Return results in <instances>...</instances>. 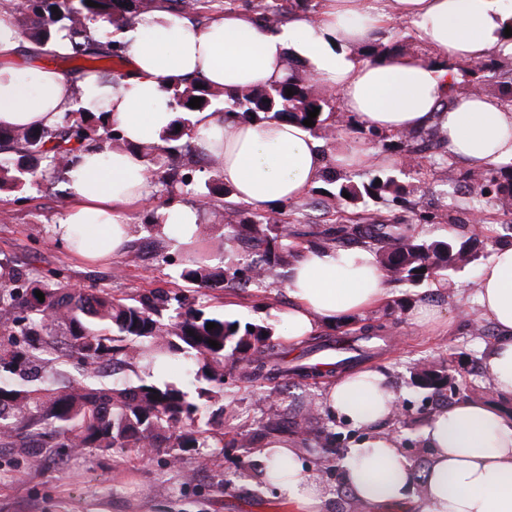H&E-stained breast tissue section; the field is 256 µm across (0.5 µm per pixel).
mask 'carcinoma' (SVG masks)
I'll return each instance as SVG.
<instances>
[{
  "mask_svg": "<svg viewBox=\"0 0 512 512\" xmlns=\"http://www.w3.org/2000/svg\"><path fill=\"white\" fill-rule=\"evenodd\" d=\"M12 12L21 34L39 46L52 43L56 33L68 31V58L90 61L121 57L117 44L102 42L91 34L90 25L106 21L119 28L133 23L142 0H11ZM176 16L197 15L204 0H164ZM257 5L261 21L278 25L294 7L309 8L310 0H244ZM459 93L484 90L494 84L500 94L512 101V69H505L495 58L481 66L459 68ZM295 94L286 95V89ZM203 99L201 107L188 106L190 99ZM171 106L176 112L173 125L160 137L161 144L140 148L151 183L159 188V201L145 217L149 238L158 236L157 210L179 203L187 196L207 207L217 220L210 225L219 234L185 244L180 277L200 290L224 288H260L294 257L288 239V224L298 220L302 204L288 203L278 211L260 214L228 200L231 189L224 185L219 162L205 155L209 173L204 190L192 166L204 151L197 145L195 113L222 112L225 118L253 121L292 120L298 124L319 108L308 128L318 137L335 115L336 98L317 96L312 83L295 68L283 81L245 93L197 87L193 81L170 89ZM99 107L82 108L65 114L63 121L49 129L0 128V191L18 192L29 183L46 178L49 170L67 173L79 154L90 146L100 149L129 148L120 132L103 120ZM181 130H176V127ZM407 155L437 148L444 135L439 127L424 134L409 133ZM380 184H375V181ZM328 185L326 214L336 223L324 230L325 238L310 241L315 248L348 247L369 241L376 246L379 261L393 280L420 284L466 265L480 255L477 240L444 238L428 240L401 232L386 224L367 209L370 201L386 200L407 206L403 185L392 175L373 173L361 181L352 177L324 175ZM461 181L468 187L474 209L482 210L492 202H512V162L496 163L482 171L467 170ZM350 198L343 197V193ZM236 241L246 249L243 262L213 266V250ZM3 266L5 284L0 285V312L10 316V325L0 336V445L52 451L72 448L88 452H108L122 456L134 454L142 459L162 449L203 448L205 440L224 437L214 426L224 424V406L210 410L224 391V366L230 363L239 378L249 381L272 375L286 380L319 377L322 372L299 359L288 360L273 341L270 325H244L227 320L185 295L170 296L163 290L152 291L125 302L105 289L76 291L62 281H49L22 269ZM44 294L39 301L35 291ZM210 322L217 327L206 330ZM254 330H249V327ZM384 327L366 328L367 345L337 361L343 369L370 355L373 339H383ZM214 340L218 347L210 346ZM147 344L155 356L181 353L191 372L206 386L197 388L192 399L182 388L167 382L138 379L117 385H96L94 381L106 365L138 363V347ZM74 366L80 378L58 386L55 375ZM452 379L450 366L432 365L413 376L414 385L439 397L446 396ZM288 428V432L306 439L307 431L296 421L283 425L276 418L262 426L263 434Z\"/></svg>",
  "mask_w": 512,
  "mask_h": 512,
  "instance_id": "1",
  "label": "carcinoma"
}]
</instances>
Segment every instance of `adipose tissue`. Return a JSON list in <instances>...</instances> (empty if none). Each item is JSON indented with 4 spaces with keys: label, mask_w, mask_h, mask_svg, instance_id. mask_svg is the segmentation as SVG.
Returning <instances> with one entry per match:
<instances>
[{
    "label": "adipose tissue",
    "mask_w": 512,
    "mask_h": 512,
    "mask_svg": "<svg viewBox=\"0 0 512 512\" xmlns=\"http://www.w3.org/2000/svg\"><path fill=\"white\" fill-rule=\"evenodd\" d=\"M512 0H321L315 12L296 11L287 23L264 27L243 8L200 22L158 8L121 35L126 76L119 83L90 73L79 83L51 68L33 81L17 62L22 37L13 15L0 11V127L52 128L78 107L104 104L106 118L129 147L90 148L71 165V205L55 230L56 243L77 255L112 260L123 255L149 203L140 146L155 144L174 114L169 88L202 79L217 91L242 92L280 82L297 61L323 90L335 93L351 119L335 148L293 121L260 125L197 115L199 144L223 161V178L235 202L266 213L302 200L327 165L363 168L374 150L355 129L416 131L440 123L448 155L470 169L512 159V104L483 94L452 96L456 64L512 57L504 35ZM401 24L420 55L367 58L359 51ZM161 236L183 243L202 229L195 209H160ZM480 317L497 337L486 351L496 395H512V244L496 246L477 282ZM285 335L298 344L383 304L385 276L366 248H298L289 268ZM396 393L377 369L349 372L333 382L325 408L367 429L349 449L344 483L366 512H512V417L486 401L463 400L423 430L432 450L423 496L411 493L414 470L395 436L375 432L392 415ZM262 478L287 497L292 512H324L321 485L303 470L297 438L264 437L257 450Z\"/></svg>",
    "instance_id": "ef3b65f1"
}]
</instances>
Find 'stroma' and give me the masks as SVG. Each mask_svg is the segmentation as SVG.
<instances>
[{
  "mask_svg": "<svg viewBox=\"0 0 512 512\" xmlns=\"http://www.w3.org/2000/svg\"><path fill=\"white\" fill-rule=\"evenodd\" d=\"M461 169V164L452 162L443 172L431 159L423 158L418 171L398 163L386 166L385 171L401 181L419 208L437 215L434 223L411 224L412 232L440 239L453 223L461 237L481 233L485 239L482 257L487 260L497 245L496 229L512 224V207L489 205L484 223L473 224V202L456 181ZM67 194L63 176L28 185L21 193H0V260L41 276L57 272L72 286L104 288L118 297L182 290L177 262L146 255L129 263L121 258L109 264L91 263L59 248L51 229L66 208ZM478 274L474 266L443 280L391 283L390 302L333 330L337 336H357L363 326L386 325L389 339L366 365L384 371L398 395L407 424L391 419L381 422L380 428L397 436L412 466H419L428 453L422 430L437 405L430 393L412 384L414 373L423 366L446 360L453 352L467 353L469 362L460 375L462 393L494 403L512 416V399L495 395L490 375L481 368L491 339L472 335L468 326L478 311ZM421 302L437 308L447 317V325L427 330L413 324L410 312ZM207 303L227 319L269 324L279 331L281 314L290 304L287 278L279 276L259 290H218ZM326 385L323 378L289 388L279 377L240 383L226 375L223 446L189 449L177 462L166 451L143 460L112 452L65 450L56 464L48 458H31L21 448L0 447V512H275L272 503L277 495L258 482L256 447L249 442L274 405L282 413L305 419L311 428L335 433L336 454L329 472L320 473L319 482L330 495L326 512H343L345 456L364 432L325 410Z\"/></svg>",
  "mask_w": 512,
  "mask_h": 512,
  "instance_id": "1",
  "label": "stroma"
}]
</instances>
